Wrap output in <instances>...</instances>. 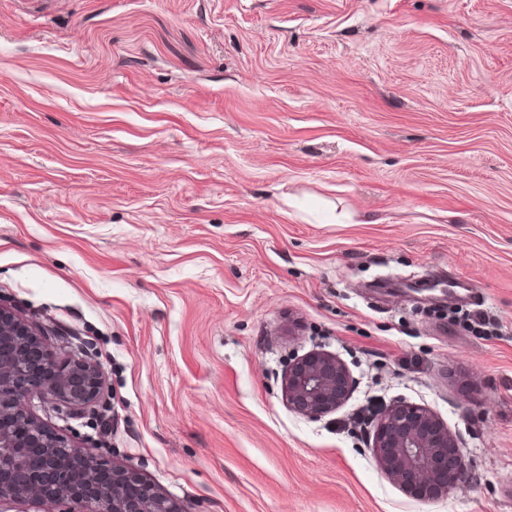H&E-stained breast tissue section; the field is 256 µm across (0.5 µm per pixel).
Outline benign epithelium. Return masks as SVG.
Listing matches in <instances>:
<instances>
[{"instance_id": "1", "label": "benign epithelium", "mask_w": 512, "mask_h": 512, "mask_svg": "<svg viewBox=\"0 0 512 512\" xmlns=\"http://www.w3.org/2000/svg\"><path fill=\"white\" fill-rule=\"evenodd\" d=\"M42 335L0 301V505L35 496L39 512H182L134 468L110 469L37 420L36 407L47 402L73 411L88 407L103 385L94 363H56ZM282 389L292 411L319 419L348 401L352 378L336 355L308 353L289 364ZM34 448L40 449L41 463L32 469ZM370 451L395 483L422 500L447 496L470 480L455 438L422 406L395 401L381 410ZM77 467L82 479L75 483Z\"/></svg>"}]
</instances>
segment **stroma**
I'll return each instance as SVG.
<instances>
[{
    "instance_id": "stroma-1",
    "label": "stroma",
    "mask_w": 512,
    "mask_h": 512,
    "mask_svg": "<svg viewBox=\"0 0 512 512\" xmlns=\"http://www.w3.org/2000/svg\"><path fill=\"white\" fill-rule=\"evenodd\" d=\"M0 298L104 372L39 418L184 512H512V0H0ZM399 399L467 486L380 469ZM288 407L310 419L341 408L352 391V378L336 354H305L289 364L282 383ZM370 451L395 483L422 500L448 496L470 480L448 428L429 409L405 401L377 414Z\"/></svg>"
}]
</instances>
